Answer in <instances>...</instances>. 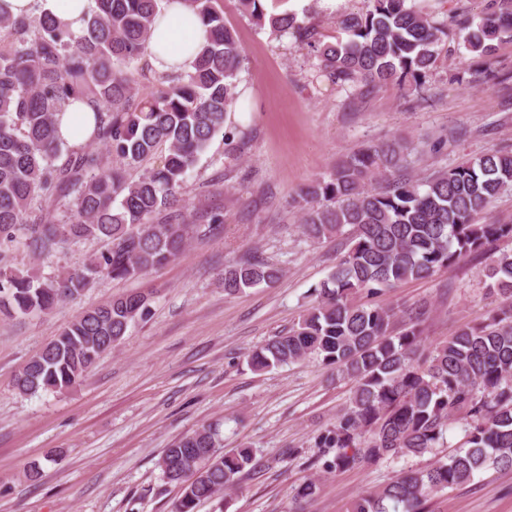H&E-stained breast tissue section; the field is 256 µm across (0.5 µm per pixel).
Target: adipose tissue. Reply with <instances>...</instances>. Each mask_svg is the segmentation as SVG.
I'll use <instances>...</instances> for the list:
<instances>
[{"mask_svg":"<svg viewBox=\"0 0 512 512\" xmlns=\"http://www.w3.org/2000/svg\"><path fill=\"white\" fill-rule=\"evenodd\" d=\"M13 15L38 6L40 13L67 23L71 29L83 25L90 0H4ZM202 24L185 0H163L152 27L149 42L150 62L160 73L192 71L197 48L202 40ZM95 124L94 110L75 101L68 104L60 118V133L70 144L87 142Z\"/></svg>","mask_w":512,"mask_h":512,"instance_id":"obj_1","label":"adipose tissue"}]
</instances>
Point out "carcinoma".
Instances as JSON below:
<instances>
[{
	"label": "carcinoma",
	"mask_w": 512,
	"mask_h": 512,
	"mask_svg": "<svg viewBox=\"0 0 512 512\" xmlns=\"http://www.w3.org/2000/svg\"><path fill=\"white\" fill-rule=\"evenodd\" d=\"M81 34L42 15L13 16L0 7V315L50 313L101 278L127 280L159 269L185 247L189 225L159 224L155 215L179 202L187 172L225 125L236 102L244 50L224 24L223 0H187L205 29L194 71L152 75L148 45L161 0H93ZM240 11L276 37L312 48L320 76L369 91L389 82L419 91L448 37L414 0H364L343 15L347 39L315 40L296 13L270 11L265 0H238ZM464 47L484 58L512 40V0H492L474 22L453 19ZM159 88L139 96L135 86ZM72 101L95 109L91 139L105 150L62 139L58 117ZM412 148L395 137L336 162L298 193L303 233L330 238L352 229L347 251L313 288V303L288 331L248 356L255 372L315 359L353 382L348 405L318 436L321 469L417 456L440 448L454 422L457 449L425 470L402 471L359 497L349 512H425L429 495L465 484L480 472L512 468V251L490 259L486 277L501 303L488 317L458 330L423 359V307L393 331L392 309L376 295L407 280L512 239V224L478 223L477 215L512 189V152L488 151L423 177L399 174ZM69 199L64 224L38 212ZM100 239L104 251L71 273L42 280L12 270L7 252L19 244L50 252L72 241ZM282 270L251 254L224 267V292L278 280ZM149 312L148 298L128 293L86 308L30 356L14 377L21 395L58 392L79 382L129 325ZM163 479L181 495L171 512L230 492L256 468L247 445L226 449L219 424H202L164 449ZM308 479L298 501L316 496Z\"/></svg>",
	"instance_id": "carcinoma-1"
}]
</instances>
